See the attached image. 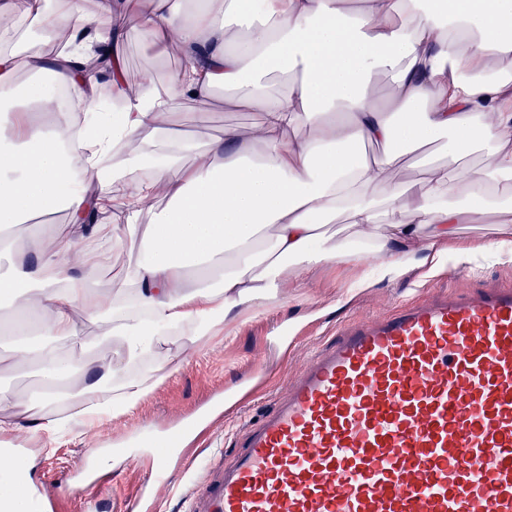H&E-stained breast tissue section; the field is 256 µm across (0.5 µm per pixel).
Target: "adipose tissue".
<instances>
[{"instance_id":"1","label":"adipose tissue","mask_w":512,"mask_h":512,"mask_svg":"<svg viewBox=\"0 0 512 512\" xmlns=\"http://www.w3.org/2000/svg\"><path fill=\"white\" fill-rule=\"evenodd\" d=\"M93 0L92 9L48 10L46 0H0V301L13 305V332L36 329L47 344L22 348L36 360L44 400L71 382L76 357L90 345H119L128 374L113 386V369H95L93 382L71 396L67 418L33 420L55 437L65 421L94 428L139 405L153 390L136 369L168 332L199 342L226 323L258 314L277 301L288 270L342 260L340 245L318 232L339 214L359 231L390 225L380 246L387 273L399 274L420 239L454 235L465 216L498 200L512 180V72L490 59H512V0ZM104 21V58L80 45L50 56L21 31L22 20L45 35L82 30L88 11ZM137 31L149 49L179 50L185 70L165 85L152 75L126 81L122 41ZM48 72L52 86L22 91L20 71ZM296 73L285 96L272 99L269 76ZM388 73L395 91L386 102L369 93L375 74ZM108 78L116 118L96 113L101 78ZM89 106L84 133L69 150L42 117L53 87ZM234 90L231 107L259 112L248 134L225 129L222 139L196 147L164 142L186 101ZM442 142L444 166H429L420 193L387 179L409 152ZM159 155L149 149L158 143ZM375 145L374 155L361 146ZM485 151L487 162L471 157ZM112 154L111 172L97 158ZM197 162L184 166L186 153ZM124 185L111 210V233L88 223L110 203L109 182ZM168 204L143 224L146 202ZM64 207L71 235L25 260L7 233L24 217ZM121 244L138 245L108 303L92 289L95 272L112 263ZM84 309L104 327L93 341L76 329ZM70 343L61 351L57 340Z\"/></svg>"}]
</instances>
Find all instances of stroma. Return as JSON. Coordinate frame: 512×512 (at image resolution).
<instances>
[{"label":"stroma","instance_id":"obj_1","mask_svg":"<svg viewBox=\"0 0 512 512\" xmlns=\"http://www.w3.org/2000/svg\"><path fill=\"white\" fill-rule=\"evenodd\" d=\"M123 52L130 76L151 69L164 81L179 69L172 56L147 52L133 32ZM224 97L220 89L211 99L185 102L182 109L190 120L179 126V134L203 145L222 138L228 127L248 132L258 113L225 106ZM70 232L66 213L59 212L48 221L19 224L16 239L25 249L35 238L46 248ZM490 244L512 251V209L493 210L481 222L459 225L454 238L437 244L442 262L434 270L411 261L391 276L380 261L344 260L289 275L280 302L238 321L230 336L212 337L202 347L176 336L159 345V356L171 360L168 374L137 410L95 430L74 428L52 452L44 451L26 417L0 409V421L9 424L0 432V451L20 453L11 477L30 484L33 496L44 502L42 512H81L66 484L86 477L104 485L101 512H125L128 499L142 494L151 512H197L207 487L238 453L245 432L286 396L289 382L316 351L331 345L341 326L386 315L403 301L435 293L512 286V263L489 257ZM461 248L471 249L472 263L456 264ZM0 386L25 400L27 414L51 413V406L35 396L36 366L20 363L6 338H0ZM208 404L218 405V417L201 422L186 447L170 449L167 479L155 482V444Z\"/></svg>","mask_w":512,"mask_h":512}]
</instances>
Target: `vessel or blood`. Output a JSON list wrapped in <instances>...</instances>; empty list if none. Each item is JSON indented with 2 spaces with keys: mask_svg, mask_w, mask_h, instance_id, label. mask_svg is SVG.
Returning <instances> with one entry per match:
<instances>
[{
  "mask_svg": "<svg viewBox=\"0 0 512 512\" xmlns=\"http://www.w3.org/2000/svg\"><path fill=\"white\" fill-rule=\"evenodd\" d=\"M204 512H512V287L341 327Z\"/></svg>",
  "mask_w": 512,
  "mask_h": 512,
  "instance_id": "b4317fda",
  "label": "vessel or blood"
}]
</instances>
